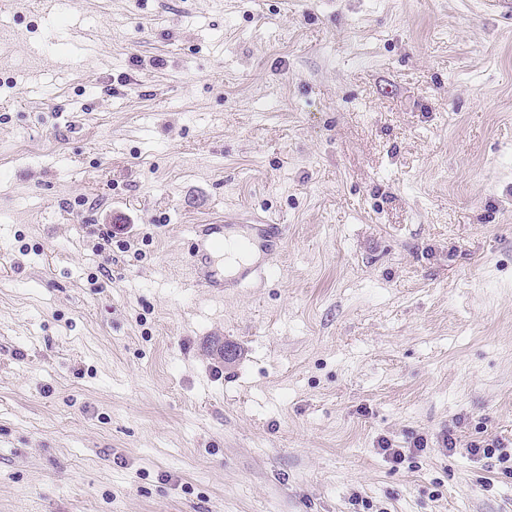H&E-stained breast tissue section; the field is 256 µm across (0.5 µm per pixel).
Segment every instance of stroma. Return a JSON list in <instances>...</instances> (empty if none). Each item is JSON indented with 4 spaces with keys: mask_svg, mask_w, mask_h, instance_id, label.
I'll list each match as a JSON object with an SVG mask.
<instances>
[{
    "mask_svg": "<svg viewBox=\"0 0 512 512\" xmlns=\"http://www.w3.org/2000/svg\"><path fill=\"white\" fill-rule=\"evenodd\" d=\"M484 3L0 0V512H512ZM225 219L284 243L214 297ZM201 231L200 243H197V256L200 265L192 263V273L195 282L201 288H224V274L232 275L246 264H250L256 257L255 247H248L245 251H230L224 257V267L213 266L216 254L223 253L228 246H240V242H233L224 238V228L220 224H204ZM204 264L209 265V270ZM497 444V446H489L488 444L484 448H481V446L476 444H471L470 448H468V453L473 456H480L486 459H493L495 457V462L498 464H493L492 461H490V463L488 462V469H493L497 465L499 466L502 474L510 476L512 475V452L508 453L505 449L506 447H501V443L497 442Z\"/></svg>",
    "mask_w": 512,
    "mask_h": 512,
    "instance_id": "stroma-1",
    "label": "stroma"
}]
</instances>
